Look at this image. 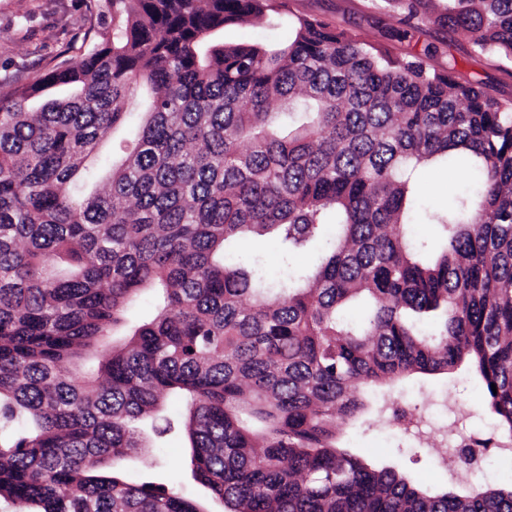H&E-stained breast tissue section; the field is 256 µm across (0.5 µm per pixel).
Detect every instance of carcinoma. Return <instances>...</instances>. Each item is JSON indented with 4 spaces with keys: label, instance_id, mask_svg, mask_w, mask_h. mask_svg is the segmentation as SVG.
I'll return each instance as SVG.
<instances>
[{
    "label": "carcinoma",
    "instance_id": "1",
    "mask_svg": "<svg viewBox=\"0 0 512 512\" xmlns=\"http://www.w3.org/2000/svg\"><path fill=\"white\" fill-rule=\"evenodd\" d=\"M385 2L512 62V0ZM98 10L92 49L0 92L5 512H512V476L479 486L490 438L436 454L435 489L342 443L362 389L387 387L374 412L396 422V382L468 365L512 451V100L311 15L285 44L219 40L269 0ZM144 89L98 185L86 161ZM433 161L477 187L425 211L430 247L412 224ZM330 225L308 273L226 256L249 234L295 254ZM176 428L196 499L115 467Z\"/></svg>",
    "mask_w": 512,
    "mask_h": 512
}]
</instances>
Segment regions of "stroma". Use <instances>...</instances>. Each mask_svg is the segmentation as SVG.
Returning a JSON list of instances; mask_svg holds the SVG:
<instances>
[{
    "label": "stroma",
    "instance_id": "obj_1",
    "mask_svg": "<svg viewBox=\"0 0 512 512\" xmlns=\"http://www.w3.org/2000/svg\"><path fill=\"white\" fill-rule=\"evenodd\" d=\"M95 0H0V78L21 79L43 69L59 55L77 57L87 52L93 41L88 38L89 18ZM274 10L259 23H238L225 27L228 44L287 42L292 36L290 15H312L331 25L350 30L373 43H384L390 53L402 55L432 47L437 65L456 59L462 78L478 81L497 94L512 99V63L493 60L474 53L468 37L423 22L414 23L410 36L402 42L384 40V31L399 27L397 12L384 0H273ZM471 176L464 170L435 166L428 170L424 204L447 205L467 191ZM236 256L260 259L267 277L281 275L285 265L279 244L270 237H252L233 244ZM451 388L455 398L472 412L468 426L472 434H495V421L487 403L471 376L464 371L431 381L412 379L393 389L402 406L426 408L444 388ZM351 444L369 451L374 463L398 465L420 482L436 486L441 473L433 464L434 449L399 429L364 420L347 428ZM183 454V440L174 435L162 447L145 449L131 462L132 471L157 473L170 482H180L178 464Z\"/></svg>",
    "mask_w": 512,
    "mask_h": 512
}]
</instances>
